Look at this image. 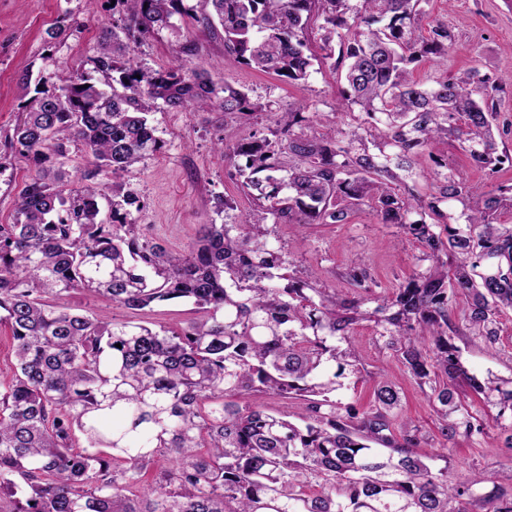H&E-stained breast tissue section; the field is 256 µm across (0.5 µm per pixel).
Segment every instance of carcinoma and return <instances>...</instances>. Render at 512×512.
Wrapping results in <instances>:
<instances>
[{
    "label": "carcinoma",
    "instance_id": "1",
    "mask_svg": "<svg viewBox=\"0 0 512 512\" xmlns=\"http://www.w3.org/2000/svg\"><path fill=\"white\" fill-rule=\"evenodd\" d=\"M122 25H100L79 67L23 104L10 145L32 164L13 224H0V322L15 348L0 389V512H512V470L453 481L416 451L423 435L393 428L400 391L386 381L360 410L335 399L358 372L349 341L369 320L429 400L447 441L484 433L458 393L512 413V378L478 376L455 339L499 340L512 309V182L491 189L460 179L433 154L450 140L477 168L512 170L499 105L512 76L474 64L453 80H412L408 65L446 61L448 24L420 34L424 0H203L224 52L283 81L308 80L320 31L322 59L342 83L338 131L319 132L300 106L272 137L256 133L229 153V176L253 199L224 223L206 224L188 253L137 232L138 198L96 182L154 155L150 114L217 105L249 116V94L187 67L195 55L151 69L133 45L154 30L178 33L183 0H112ZM63 17L46 31L62 44ZM94 168L70 173L66 141ZM435 168L416 167L422 154ZM432 180L423 192L420 181ZM369 210L421 247L428 266L383 296L368 268L342 277L353 293L289 273L271 242L276 224H348ZM74 289L131 310L188 301L186 327L154 329L61 304ZM469 297L458 315V295ZM237 396L235 401L225 396ZM265 395L306 402L301 422L265 407ZM83 440L84 447L75 448ZM155 467L158 478L144 480Z\"/></svg>",
    "mask_w": 512,
    "mask_h": 512
}]
</instances>
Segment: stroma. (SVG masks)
I'll use <instances>...</instances> for the list:
<instances>
[{
    "label": "stroma",
    "instance_id": "obj_1",
    "mask_svg": "<svg viewBox=\"0 0 512 512\" xmlns=\"http://www.w3.org/2000/svg\"><path fill=\"white\" fill-rule=\"evenodd\" d=\"M111 2L98 0L90 16L80 11L77 0H0V224L12 223L16 200L31 173L30 163L5 142L22 113L20 69L32 65L35 76L52 81L57 74L77 66L96 40L98 21H111ZM185 6L186 14L175 19L180 37L165 30L148 35L137 51L139 58L154 69L173 66L181 60V40L195 41L198 50L191 59L192 68L208 71L216 84L228 83L246 91L264 109L240 119L225 116L218 107L159 108L151 121L163 148L128 171L105 175V182L122 183L141 200L143 208L134 215L140 235L174 252L188 251L203 225L223 222L217 197L232 199L241 210L252 204L251 197L228 177L224 148L253 132H270L276 120L301 104L316 113L318 129L339 125L335 109L339 84L328 65L315 63L309 79L295 85L273 74L252 71L225 54L223 33L205 25L200 0H186ZM425 10L429 21L447 22L457 42L447 65L425 58L414 65V79H452L477 58L487 72L512 75V0H427ZM65 14L77 32L65 44L49 46L45 31ZM277 237L299 275L316 273L321 287L343 294L350 288L340 273L351 262L369 268L374 278L371 291L377 294L411 275L420 255L418 244L403 240L397 228L376 223L366 211L347 224H313L300 229L281 224ZM63 303L75 313L95 310L119 321H142L154 328L185 326L200 317L189 302L163 303L144 313L113 305L80 289L65 295ZM350 346L363 369L348 390L342 391L344 401L369 408L375 386L388 381L400 390L397 420H413L429 434V442L420 447L421 454L446 456L452 478L462 480L475 471L491 474L512 468V448L505 444L512 432V418L498 417L496 408L471 398V411L483 425L484 434L468 441H444L438 435L426 393L410 381L395 352L376 340L372 323L356 326ZM460 347L471 372L511 378L512 312L500 318L496 347H487L472 337L461 340Z\"/></svg>",
    "mask_w": 512,
    "mask_h": 512
}]
</instances>
